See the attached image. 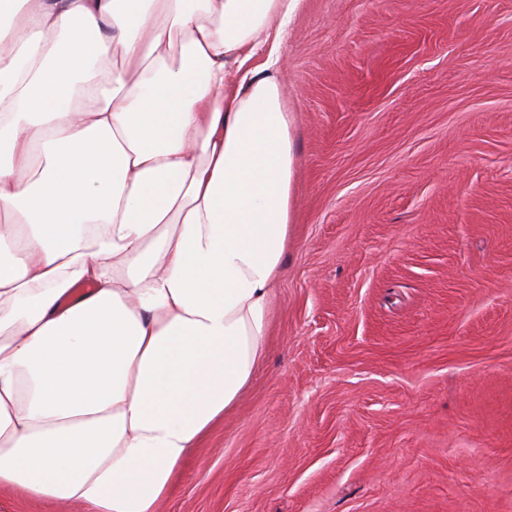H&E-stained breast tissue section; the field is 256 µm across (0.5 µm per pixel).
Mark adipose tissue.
<instances>
[{"label": "adipose tissue", "mask_w": 512, "mask_h": 512, "mask_svg": "<svg viewBox=\"0 0 512 512\" xmlns=\"http://www.w3.org/2000/svg\"><path fill=\"white\" fill-rule=\"evenodd\" d=\"M302 0H0V489L156 512L254 382Z\"/></svg>", "instance_id": "adipose-tissue-1"}]
</instances>
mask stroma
<instances>
[{"label":"stroma","mask_w":512,"mask_h":512,"mask_svg":"<svg viewBox=\"0 0 512 512\" xmlns=\"http://www.w3.org/2000/svg\"><path fill=\"white\" fill-rule=\"evenodd\" d=\"M265 361L158 512H512V0H303Z\"/></svg>","instance_id":"35a3bbf8"}]
</instances>
